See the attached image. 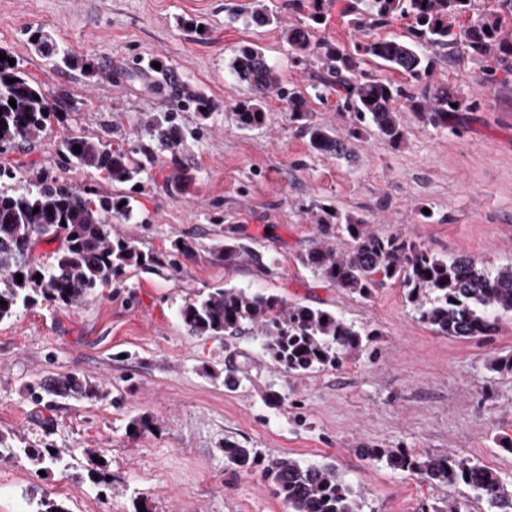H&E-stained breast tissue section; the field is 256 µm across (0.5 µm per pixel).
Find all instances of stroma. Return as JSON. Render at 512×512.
Instances as JSON below:
<instances>
[{
	"label": "stroma",
	"mask_w": 512,
	"mask_h": 512,
	"mask_svg": "<svg viewBox=\"0 0 512 512\" xmlns=\"http://www.w3.org/2000/svg\"><path fill=\"white\" fill-rule=\"evenodd\" d=\"M259 1L281 27L229 23L230 13L250 14ZM344 5L327 0L318 33L349 47L361 34ZM297 22L288 0H0V54L46 83L62 115L51 131L0 154L14 186L46 173L88 198L124 196L132 216H113V236L156 255L178 239L200 246L178 270L132 267L79 306L39 301L0 321V439L16 449L0 455V512H39L45 502L66 512H287L260 468L228 465V440L265 459L333 463L364 512H446L452 500L461 512L485 510L467 487L370 463L366 448L458 452L512 482V373L488 368L512 356V314L479 340L444 336L419 320L400 281L385 280L364 298L296 261L326 210L441 256L487 268L511 263L512 63L488 84L481 62H452L437 50L430 85L449 87L475 110L443 127L401 106L404 141L393 146L365 131L348 162L313 151L276 96L262 127L242 130L232 117L245 90L228 78V63L256 44L284 84L309 96L315 122L347 132L349 113L311 96L318 65L291 62L281 28ZM39 29L75 65L34 50L29 36ZM183 88L213 108L204 117L183 112L187 137L174 158L140 125ZM69 134L137 150L145 168L136 182H110L66 159ZM175 171L186 184L180 192L166 183ZM238 235L274 265L228 270L211 258V244ZM224 285L331 310L375 337L371 347L344 352L338 366L300 376L253 356L247 380L232 385L226 350L252 353L251 336H194L177 316L184 302ZM60 374L89 380L97 396L32 394ZM135 418L149 419V429L130 431ZM25 447L55 451L61 463L39 473Z\"/></svg>",
	"instance_id": "1"
}]
</instances>
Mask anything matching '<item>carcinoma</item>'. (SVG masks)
<instances>
[{
  "label": "carcinoma",
  "instance_id": "1",
  "mask_svg": "<svg viewBox=\"0 0 512 512\" xmlns=\"http://www.w3.org/2000/svg\"><path fill=\"white\" fill-rule=\"evenodd\" d=\"M326 0H289L300 15L299 24L284 31L295 66L311 60L322 71L313 76L311 89L319 99L336 96V108L352 114L348 137L312 121L306 97L282 84L279 73L269 63L262 48L247 45L232 58L228 72L249 93L233 108L238 128L250 130L266 124V98L273 94L285 102L288 121L305 129L312 150L339 157L350 155V140H357L372 126L389 144H400L406 131L397 103H409L431 120L448 124V116L474 104L447 88L423 83L430 77L434 60L427 48L460 49L485 66L484 81L491 83L495 64L512 55V0H495V9L483 11L475 0H347L345 12L355 28L367 33L365 39L346 48L322 36L315 25L323 20ZM410 21V39L369 35L392 20ZM258 26H278L281 20L258 4L250 15ZM40 50L66 64L73 63L67 50H58L40 31L31 35ZM379 62L389 70L409 78L398 85L388 78L370 74L364 66ZM15 82L10 83L8 79ZM46 84L25 75L9 59L0 61V152L51 129L60 116L49 104ZM16 102L11 106L9 101ZM457 107H452V104ZM195 106L207 116L210 103L191 90L167 112L146 118L143 130L171 154L172 164L184 143L185 134L177 125L179 113ZM63 146L68 158L84 168L104 171L114 182H130L144 169L136 151L114 147L99 138L68 136ZM80 148L75 153L73 149ZM123 198L106 196L94 202L79 191L47 175L30 186L15 191L0 190V320L27 306L36 298L63 307L86 302L98 288H107L129 267L146 273L159 267L178 269L182 261L196 256L189 241L173 244L164 257L142 251L135 243L112 238L109 217L131 216ZM39 212H33L34 208ZM319 241L297 257L299 265L314 278L328 281L362 297L381 284L376 275L401 280L407 299L418 319L436 332L461 339L481 338L495 329L503 313H512V264L494 270L479 267L467 256L450 260L431 253L423 244L400 234L380 237L366 222L353 214L330 224L320 217L316 224ZM52 236L61 238L47 264L32 260L34 244ZM347 238L335 249L330 240ZM209 254L224 262L227 269L250 264L265 266L266 257L250 242L233 237L209 248ZM22 275V282L16 276ZM41 278H36V275ZM179 317L194 336H233L249 329L258 352L269 357L288 374L303 375L340 363L342 354L362 343V333L336 313L301 303H288L278 295L251 288H217L206 296L185 302ZM52 392L77 398H92L97 390L88 381L65 374L54 380ZM20 452L40 470L57 465L59 457L35 448ZM227 459L238 467L250 468L257 452L232 442H224ZM364 457L389 467L418 475L434 484L462 483L489 512H512V486L495 471L474 459L450 453L437 456L412 454L402 448H366ZM262 477L271 483L276 496L289 512H364V500L353 492L333 465H303L289 457H277L262 467Z\"/></svg>",
  "mask_w": 512,
  "mask_h": 512
}]
</instances>
